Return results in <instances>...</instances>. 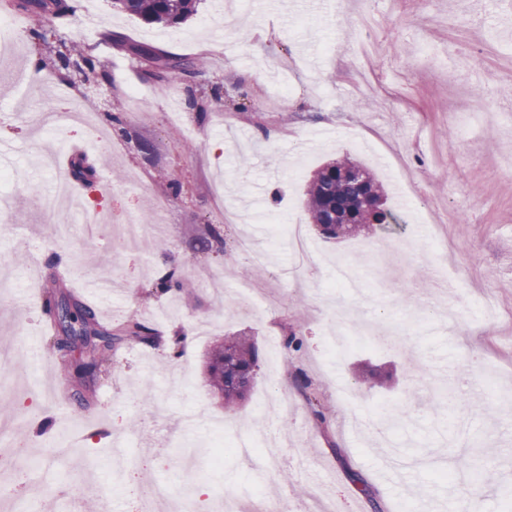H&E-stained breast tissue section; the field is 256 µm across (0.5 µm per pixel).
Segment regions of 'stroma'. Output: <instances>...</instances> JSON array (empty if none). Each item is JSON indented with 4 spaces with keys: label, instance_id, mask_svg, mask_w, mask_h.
Segmentation results:
<instances>
[{
    "label": "stroma",
    "instance_id": "35a3bbf8",
    "mask_svg": "<svg viewBox=\"0 0 512 512\" xmlns=\"http://www.w3.org/2000/svg\"><path fill=\"white\" fill-rule=\"evenodd\" d=\"M92 13L98 35L74 21L29 20L12 59L0 62V422L31 442L14 471L36 472L19 496L41 512H145L132 483L166 482L171 507L224 512L229 498L261 494L311 512L318 494L336 512H368L351 480L360 474L396 512H456L472 458L494 468L499 488L484 487L482 512H501L512 488V23L506 0H200L171 30L119 13L111 0H73ZM375 18L376 51L359 53L350 31ZM86 50L108 71L92 85H42L12 78L29 55H44L33 28ZM136 46L199 57L195 77L148 79ZM287 80L285 102L272 99ZM367 88L354 92L356 82ZM142 99L132 100L131 88ZM87 102L100 116H121L123 131L96 148L79 128L51 136L44 107ZM71 157L97 178L76 194L105 223L60 224L40 166ZM347 157L382 183L395 223L325 240L303 204L321 165ZM134 218L152 234L116 246L111 226ZM269 261L257 276L237 248L242 234ZM360 281L355 293L333 287L337 262ZM175 270L196 298L185 303L155 283ZM117 280L97 298L84 281ZM93 306L102 326L128 314L163 336L191 328L181 357L125 344L106 371L64 376L51 333L36 313L51 281ZM276 297L263 318L244 311L239 282ZM504 315L482 312V292ZM455 311V328L440 319ZM300 349L270 338L287 327ZM227 336L252 339L260 371L232 414L211 392L210 346ZM373 371L384 384L359 390ZM305 374L325 419L295 387ZM467 378L480 388L476 412L449 413L444 386ZM90 387L89 406L71 398ZM274 426L280 461L212 462L213 438H260Z\"/></svg>",
    "mask_w": 512,
    "mask_h": 512
}]
</instances>
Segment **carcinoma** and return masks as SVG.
<instances>
[{"label": "carcinoma", "instance_id": "1", "mask_svg": "<svg viewBox=\"0 0 512 512\" xmlns=\"http://www.w3.org/2000/svg\"><path fill=\"white\" fill-rule=\"evenodd\" d=\"M197 0H112L116 10L134 15L149 24L163 27H176L185 23L196 12ZM12 8L33 17L50 16L59 21L74 13L71 0H12ZM132 52L152 63L146 71L148 78L163 80L170 74L190 76L197 73L195 60L179 55L155 52L150 48L134 47ZM62 64L57 70L61 81L69 78L71 70H76L84 78H107L105 72H97L91 58L85 55L72 57L71 54H58ZM355 163L348 158L337 159L321 167L309 181L305 190V207L311 223L327 239H343L354 236L366 227L361 217V206L367 200L374 207L373 220L377 224H390L395 221L391 211L384 207L383 190L370 171H365L366 184L360 187L348 176ZM81 318L80 329L67 326L65 319L54 322L56 336L52 348L59 355L65 371L78 376L97 373L109 360L115 346L122 343H138L169 350L171 357L180 356L184 337L159 336L149 323L133 315L112 333L100 328L97 311L89 305L77 306ZM88 339L90 353L75 358V345ZM259 357L256 346L244 336H234L216 343L208 354V383L213 393L224 402V410L234 411L251 390Z\"/></svg>", "mask_w": 512, "mask_h": 512}]
</instances>
